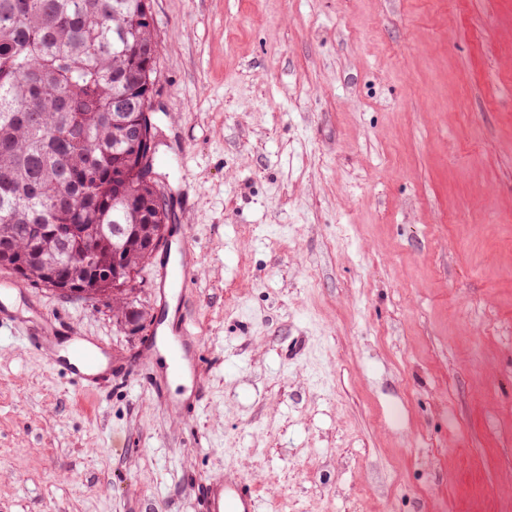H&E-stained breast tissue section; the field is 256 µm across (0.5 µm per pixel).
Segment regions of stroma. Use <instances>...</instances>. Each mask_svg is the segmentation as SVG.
I'll return each instance as SVG.
<instances>
[{"label":"stroma","instance_id":"obj_1","mask_svg":"<svg viewBox=\"0 0 512 512\" xmlns=\"http://www.w3.org/2000/svg\"><path fill=\"white\" fill-rule=\"evenodd\" d=\"M154 169L190 230L203 403L141 381L159 312L31 285L84 390L0 335V512H512V0H153ZM29 347L38 351L50 362L60 363L65 374L74 379L85 390L94 389L103 372L100 371L101 355L106 349L101 339L79 338L65 349L64 355L53 354V336H48L42 327L27 329ZM204 512H260V499L251 483L231 475L210 479L200 488Z\"/></svg>","mask_w":512,"mask_h":512}]
</instances>
